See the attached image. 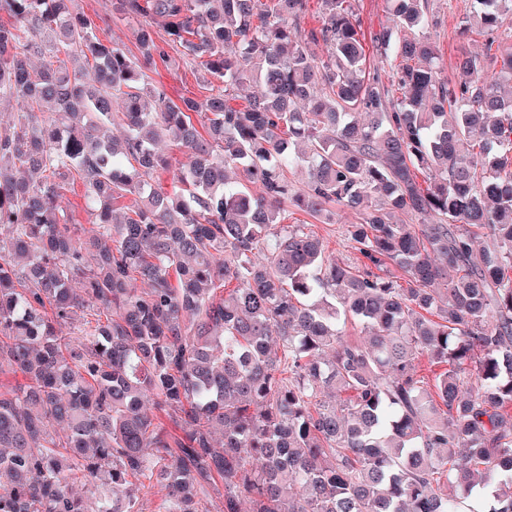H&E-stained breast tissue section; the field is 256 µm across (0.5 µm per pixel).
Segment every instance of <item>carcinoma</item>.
Here are the masks:
<instances>
[{
	"mask_svg": "<svg viewBox=\"0 0 512 512\" xmlns=\"http://www.w3.org/2000/svg\"><path fill=\"white\" fill-rule=\"evenodd\" d=\"M74 2L0 0V103L21 106L0 126V512H142L136 482L158 512H512V0H474L486 53L459 81L430 0H389L368 37L354 0L308 33L309 0H112L137 57ZM171 49L204 100L150 77ZM163 138L187 151L171 191ZM286 202L361 212L358 263ZM62 205L69 210H75L76 219L79 220V224L82 227L89 229L92 227L91 217L83 211V194L84 187L79 180H75L74 184H70L66 187Z\"/></svg>",
	"mask_w": 512,
	"mask_h": 512,
	"instance_id": "obj_1",
	"label": "carcinoma"
}]
</instances>
